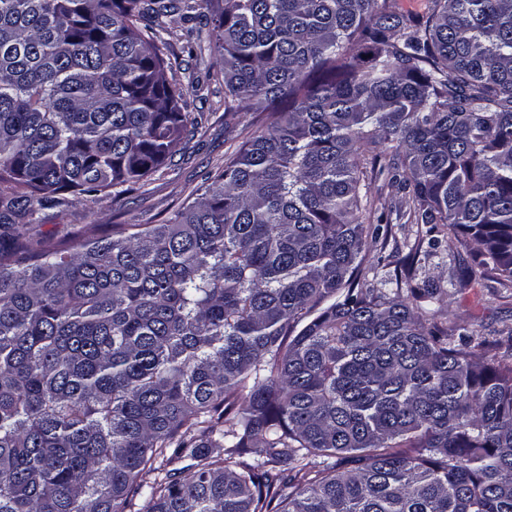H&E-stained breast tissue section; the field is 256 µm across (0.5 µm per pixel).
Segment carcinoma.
Segmentation results:
<instances>
[{
    "mask_svg": "<svg viewBox=\"0 0 512 512\" xmlns=\"http://www.w3.org/2000/svg\"><path fill=\"white\" fill-rule=\"evenodd\" d=\"M205 12L268 129L167 224L0 221V512H125L160 456L150 512H512V331L401 288L413 257L357 287L384 177L459 285L512 288V0H0V218L176 153L164 33Z\"/></svg>",
    "mask_w": 512,
    "mask_h": 512,
    "instance_id": "carcinoma-1",
    "label": "carcinoma"
}]
</instances>
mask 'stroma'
<instances>
[{
    "label": "stroma",
    "mask_w": 512,
    "mask_h": 512,
    "mask_svg": "<svg viewBox=\"0 0 512 512\" xmlns=\"http://www.w3.org/2000/svg\"><path fill=\"white\" fill-rule=\"evenodd\" d=\"M212 22L201 17L190 22L171 23L166 39L170 52L179 63L169 73V82L184 93L185 109L203 114L202 128L189 136L184 149L168 159L145 185L134 186L120 199L101 196L96 201L73 200L72 204L36 209L26 232L31 239L51 237L76 247L99 224H165L192 202L208 185V176L223 167L225 158L237 150L268 121L260 112H228L224 109V80L216 64L217 52L211 42ZM372 196L378 208L391 221L382 225L386 245H374L372 257L379 263L368 271L364 283L380 286L394 277L402 260L422 236L417 224H406L398 215L406 209L405 197L387 181H376ZM467 255L453 254L447 239H440L433 256L421 259L415 285L430 284L443 288V310L453 322L480 324L486 336H503L512 330V288L504 289L491 281H482L461 292L448 282L467 265Z\"/></svg>",
    "instance_id": "35a3bbf8"
}]
</instances>
